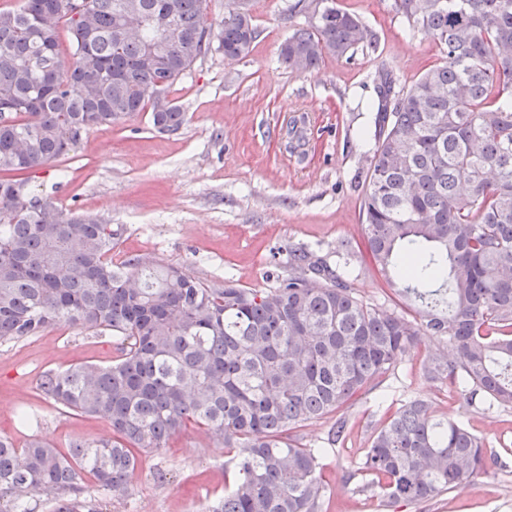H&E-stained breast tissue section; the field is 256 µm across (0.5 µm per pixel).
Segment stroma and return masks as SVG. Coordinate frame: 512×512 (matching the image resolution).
I'll return each instance as SVG.
<instances>
[{
	"label": "stroma",
	"mask_w": 512,
	"mask_h": 512,
	"mask_svg": "<svg viewBox=\"0 0 512 512\" xmlns=\"http://www.w3.org/2000/svg\"><path fill=\"white\" fill-rule=\"evenodd\" d=\"M296 0H241L257 31L250 54L225 59L217 48L197 60L169 90L186 122L158 131L149 113L92 129L73 151L30 175L38 194L53 193L66 210L91 213L117 229L114 263L133 255L178 265L205 283L225 278L242 287H270V271L287 273L288 254L312 253L339 266L359 297L387 312L409 305L393 295L365 251L355 180L373 156L376 77L391 71L407 87L442 60L437 43L413 29L395 0H334L357 18L367 42L353 58L325 56L318 68L285 67L282 43L308 14ZM445 339L422 337L394 370L379 376L345 410L347 427L323 461L330 491L321 512H512V407L467 405L464 387L428 380L424 367L449 356ZM117 355L111 337L68 325L0 344V436L24 446L34 438L61 452L111 437L106 420L76 416L40 395L42 372ZM413 399L436 415L463 422L497 455L495 472L423 505L384 506L353 476L372 430ZM35 416L33 424L22 414ZM235 462L223 442L188 424L165 448L142 456L126 497L89 487L96 512H206L232 487Z\"/></svg>",
	"instance_id": "stroma-1"
}]
</instances>
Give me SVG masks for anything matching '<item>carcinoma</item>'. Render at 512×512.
Returning a JSON list of instances; mask_svg holds the SVG:
<instances>
[{"instance_id": "obj_1", "label": "carcinoma", "mask_w": 512, "mask_h": 512, "mask_svg": "<svg viewBox=\"0 0 512 512\" xmlns=\"http://www.w3.org/2000/svg\"><path fill=\"white\" fill-rule=\"evenodd\" d=\"M21 2L0 10V344L66 324L115 337L120 355L40 375L41 395L107 420L112 437L63 454L1 436L0 512H36L37 496L49 512H95L86 477L127 495L141 453L189 423L247 449L208 512H319L327 449L302 447L293 431L351 404L426 335L452 351L425 366L429 378L467 385L469 404L512 407V0H395L443 61L408 88L379 72L362 212L368 254L416 317L370 307L305 251L266 289L230 278L211 288L139 256L112 263V225L33 193L21 174L147 110L178 132L182 109L158 110L145 90L167 94L209 50L207 0ZM310 8L280 49L293 71L350 58L365 40L350 14ZM214 37L226 58L249 54L256 31L236 0ZM496 464L482 437L415 399L374 430L358 471L389 507L456 491Z\"/></svg>"}]
</instances>
